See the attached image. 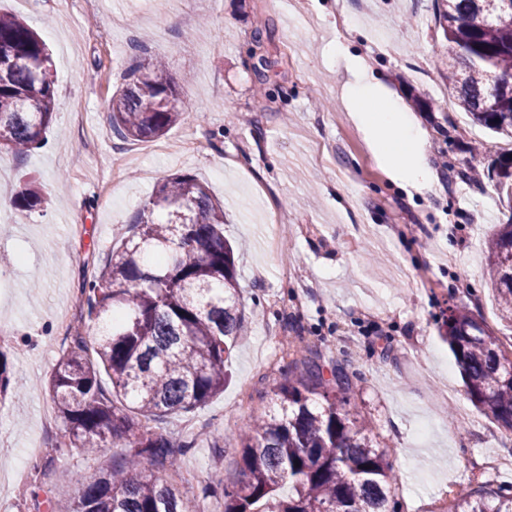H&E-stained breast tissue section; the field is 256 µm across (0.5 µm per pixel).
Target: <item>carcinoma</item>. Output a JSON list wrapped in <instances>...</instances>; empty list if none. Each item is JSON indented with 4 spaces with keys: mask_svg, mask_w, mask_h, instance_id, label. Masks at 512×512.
Masks as SVG:
<instances>
[{
    "mask_svg": "<svg viewBox=\"0 0 512 512\" xmlns=\"http://www.w3.org/2000/svg\"><path fill=\"white\" fill-rule=\"evenodd\" d=\"M448 42L444 66L454 106L512 139V11L501 0H436ZM163 64L142 57L110 100L112 130L146 141L187 119ZM55 117L49 50L22 19L0 14V149L26 156L41 147ZM487 178L499 203H512V149ZM40 188L24 183L14 207L33 211ZM488 280L500 318L512 322V222L487 246ZM83 331L46 385L68 447L126 450L119 468L78 478L71 512H202L159 473L194 447L149 426L187 414L224 392V363L246 316L234 250L224 240V207L190 175L161 182L129 235L80 290ZM446 339L472 404L512 431V357L484 320L449 311ZM106 373L112 384L101 383ZM12 386L0 350V396ZM343 361L309 350L277 387L272 408L239 434L242 478L224 489V512H388L398 483L368 421L351 408ZM449 512H512V490H466Z\"/></svg>",
    "mask_w": 512,
    "mask_h": 512,
    "instance_id": "1",
    "label": "carcinoma"
}]
</instances>
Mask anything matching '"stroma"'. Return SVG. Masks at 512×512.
<instances>
[{
	"mask_svg": "<svg viewBox=\"0 0 512 512\" xmlns=\"http://www.w3.org/2000/svg\"><path fill=\"white\" fill-rule=\"evenodd\" d=\"M435 0H0L47 43L56 116L25 158L0 156V336L15 384L0 400V512H68L72 473L111 468L116 448L67 447L44 385L67 346L57 323L74 313L85 277L102 267L157 184L174 174L204 183L224 206L248 318L223 393L161 423L192 436L180 456L187 496L240 477L237 433L268 412L300 352L340 358L357 376L351 399L399 475L392 512H432L444 490L512 485V434L468 400L447 343L449 307L483 317L499 337L485 246L512 213L490 182L457 180L485 167L505 141L450 107L448 44ZM263 47L253 55L254 32ZM342 41L396 94L425 140L428 188L397 179L341 100L347 79L331 53ZM165 61L190 120L124 147L109 102L136 46ZM270 61L258 85L259 56ZM37 179L49 205L12 201ZM245 406H238L241 388Z\"/></svg>",
	"mask_w": 512,
	"mask_h": 512,
	"instance_id": "35a3bbf8",
	"label": "stroma"
}]
</instances>
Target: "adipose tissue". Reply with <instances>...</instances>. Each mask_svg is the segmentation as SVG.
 I'll list each match as a JSON object with an SVG mask.
<instances>
[{"label": "adipose tissue", "mask_w": 512, "mask_h": 512, "mask_svg": "<svg viewBox=\"0 0 512 512\" xmlns=\"http://www.w3.org/2000/svg\"><path fill=\"white\" fill-rule=\"evenodd\" d=\"M347 70L352 78L342 87V99L351 106L355 119L366 130L371 147L412 187H427L430 170L418 148L419 130L412 116L392 99L380 100L379 111L367 109V102L378 100L367 61L355 57Z\"/></svg>", "instance_id": "ef3b65f1"}]
</instances>
